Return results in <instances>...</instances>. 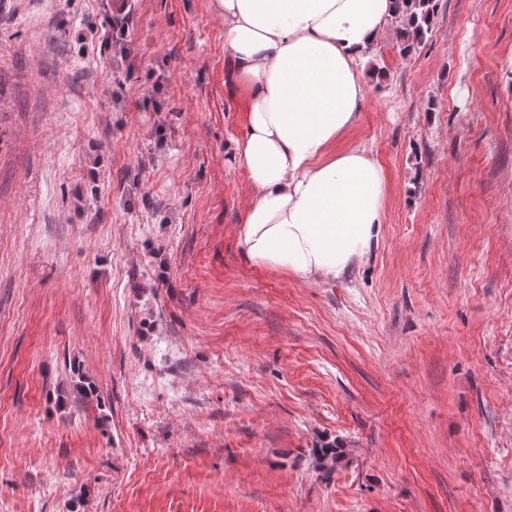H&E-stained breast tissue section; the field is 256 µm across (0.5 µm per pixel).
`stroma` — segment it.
Masks as SVG:
<instances>
[{
  "label": "stroma",
  "instance_id": "35a3bbf8",
  "mask_svg": "<svg viewBox=\"0 0 512 512\" xmlns=\"http://www.w3.org/2000/svg\"><path fill=\"white\" fill-rule=\"evenodd\" d=\"M396 30L383 224L306 282L240 250L211 0H0V512H512V0Z\"/></svg>",
  "mask_w": 512,
  "mask_h": 512
}]
</instances>
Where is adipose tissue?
<instances>
[{
  "mask_svg": "<svg viewBox=\"0 0 512 512\" xmlns=\"http://www.w3.org/2000/svg\"><path fill=\"white\" fill-rule=\"evenodd\" d=\"M230 76L245 89L236 152L251 195L238 232L253 264L307 282L360 260L383 222L386 177L338 142L358 118L364 49L393 0H214Z\"/></svg>",
  "mask_w": 512,
  "mask_h": 512,
  "instance_id": "adipose-tissue-1",
  "label": "adipose tissue"
}]
</instances>
